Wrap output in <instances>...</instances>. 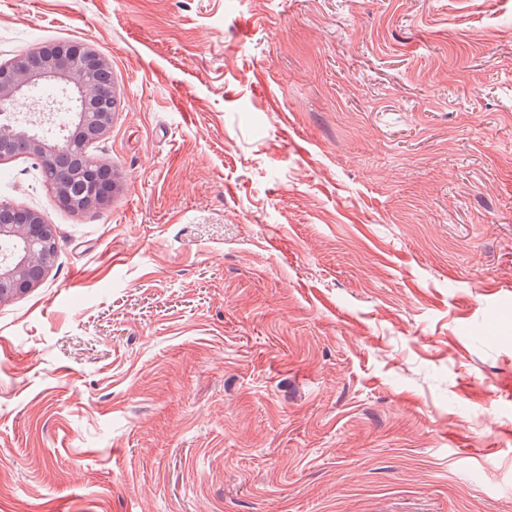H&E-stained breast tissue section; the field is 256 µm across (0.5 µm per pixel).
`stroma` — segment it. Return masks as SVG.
Instances as JSON below:
<instances>
[{
	"instance_id": "35a3bbf8",
	"label": "stroma",
	"mask_w": 512,
	"mask_h": 512,
	"mask_svg": "<svg viewBox=\"0 0 512 512\" xmlns=\"http://www.w3.org/2000/svg\"><path fill=\"white\" fill-rule=\"evenodd\" d=\"M112 71L0 304V512H512V0H0ZM14 243L0 260V303L39 286L56 254V230L33 211L0 205V242Z\"/></svg>"
}]
</instances>
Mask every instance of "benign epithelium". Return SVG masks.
Segmentation results:
<instances>
[{"mask_svg": "<svg viewBox=\"0 0 512 512\" xmlns=\"http://www.w3.org/2000/svg\"><path fill=\"white\" fill-rule=\"evenodd\" d=\"M109 63L87 44L41 46L7 64H0V143H18L37 160L44 172L85 154L88 140L104 137L112 127V113L98 111L99 101L117 98L114 87L101 73ZM47 82L64 93L20 116L14 113L20 97ZM100 164L89 157L76 176L80 198L70 191V181L57 175L46 178L52 199L74 213L103 206L119 183L109 174L111 189L98 181ZM14 243L11 256L0 260V303L39 286L56 254V230L33 211L0 205V242Z\"/></svg>", "mask_w": 512, "mask_h": 512, "instance_id": "obj_1", "label": "benign epithelium"}]
</instances>
